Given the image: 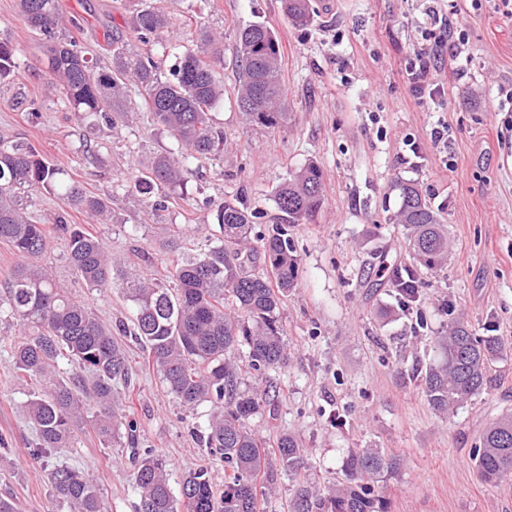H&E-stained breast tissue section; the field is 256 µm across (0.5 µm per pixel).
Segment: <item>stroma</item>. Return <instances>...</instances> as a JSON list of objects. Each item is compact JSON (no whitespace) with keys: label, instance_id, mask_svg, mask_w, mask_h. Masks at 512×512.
<instances>
[{"label":"stroma","instance_id":"obj_1","mask_svg":"<svg viewBox=\"0 0 512 512\" xmlns=\"http://www.w3.org/2000/svg\"><path fill=\"white\" fill-rule=\"evenodd\" d=\"M60 37L76 41L102 64L112 62V39L153 54L163 68L176 48L194 47L199 33L223 36L224 101L215 109L230 145L220 159L188 164L189 203L155 209L154 195L133 187L139 168L175 149L166 131L144 118L109 127L72 111L49 89L40 36L22 21L16 0H0V38L11 41L23 75L0 86V134L30 141L87 192L106 197L109 217L73 216L128 269L163 275L174 255L214 234V214L241 195L258 214L255 229L280 223L274 193L289 174L310 162L323 173L325 202L312 224L288 227L299 277L283 299L281 321L288 361L247 386L265 390L273 418L249 426L267 446L295 435L304 450L297 478L280 477L264 512H288L297 485L326 489L343 476L351 450L377 448L399 456L398 472L380 492L388 512H512V477L480 479L473 452L484 429L512 413V350L496 360L485 390L456 411L432 409L415 370L438 355L435 339L462 317L479 336L512 347V114L500 111L498 91L512 83V17L500 0H456L457 20L469 40L468 64L438 70L442 102L416 104L403 78L410 51L422 44L430 0H311L313 23L292 24L282 0H163L171 21L170 49L140 41L130 29L132 0H59ZM261 22L276 34L288 94V120L273 130L247 125L237 104V33ZM447 124V144L431 130ZM418 144V161H405V138ZM399 181L418 185L448 229V266L417 271L422 283L412 310H402L388 268L412 267L402 228L393 219ZM184 228L177 248L166 244L171 225ZM42 261L107 323L127 320L131 305L119 290L86 287L66 260V243L52 235ZM18 329L0 321V497L19 512H66L47 479L54 467L88 471L106 512H135L132 454L102 447L88 423L76 424L66 448L33 457L36 440L25 416L27 386L10 365ZM129 405L143 447L163 454L172 482L200 466L224 483L223 462L191 435L209 404L189 410L162 387L156 372L137 370Z\"/></svg>","mask_w":512,"mask_h":512}]
</instances>
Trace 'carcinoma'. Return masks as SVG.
<instances>
[{"label":"carcinoma","instance_id":"carcinoma-1","mask_svg":"<svg viewBox=\"0 0 512 512\" xmlns=\"http://www.w3.org/2000/svg\"><path fill=\"white\" fill-rule=\"evenodd\" d=\"M292 23L304 28L313 19L310 0H283ZM26 26L43 36L48 76L71 109L99 115L107 125L129 121L128 86L137 87L156 124L176 141L177 149L152 159L134 181L136 190L164 195L183 184L182 171L193 160L224 153L228 138L213 109L224 100V82L216 63L223 60L220 38L205 32L200 45L176 57L169 73L158 62L112 39V67L101 68L78 48L60 42L58 0H17ZM169 17L149 0H139L131 29L142 40L167 39ZM237 105L254 128L274 129L287 120V96L280 68V44L261 23L238 32ZM20 66L13 45L0 40V85L15 79ZM401 204L396 223L405 230L413 261L438 271L448 260V230L412 183L396 185ZM57 195L62 211L53 222L67 242V260L76 278L90 288H117L131 303L130 323L114 335L76 294L57 281L40 258L47 247V225L23 205V191ZM278 209L290 224L311 223L324 204L323 174L310 162L288 176L275 192ZM109 215L105 198L91 195L32 142L0 138V240L11 243L22 263L0 296V316L23 329L11 350L15 377L31 386L26 402L37 441L36 453L70 444L74 426L87 422L105 448L134 449L131 480L138 492L136 512H259L269 495L275 468L248 423L263 415L266 394L242 388L240 361L253 370L277 368L287 360L280 325L283 297L295 286L299 263L288 228L267 236L254 234L256 213L239 196L216 211L218 234L192 257L177 260L163 277H145L109 256L101 240L69 221V211ZM146 353L167 393L188 409L211 404L206 421L192 435L230 474L219 492L208 469L186 473L173 489L164 455L137 451L136 423L126 413L133 364L124 338ZM438 363L421 376L429 405L448 413L487 386L491 364L506 354L494 336L477 337L462 320L436 337ZM68 369H61V364ZM275 459L295 475L302 464L298 439L283 434ZM473 460L480 477L498 482L512 475V415L490 423ZM401 459L377 448H360L346 459L343 481L314 495L295 488L288 512H385L376 484L399 470ZM52 493L67 512H104L96 483L87 473L60 467L49 473Z\"/></svg>","mask_w":512,"mask_h":512}]
</instances>
